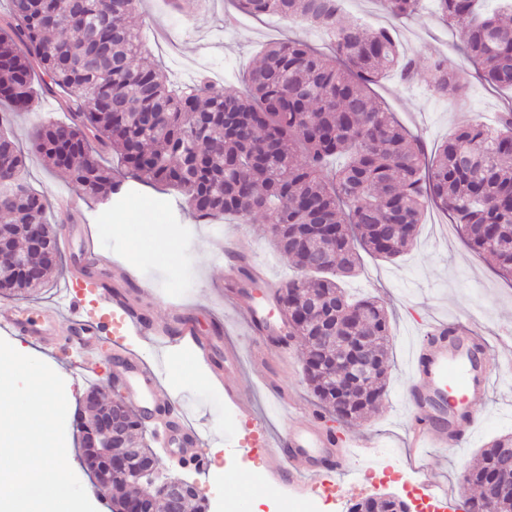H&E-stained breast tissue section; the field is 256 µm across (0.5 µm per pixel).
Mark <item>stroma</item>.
I'll return each mask as SVG.
<instances>
[{"mask_svg": "<svg viewBox=\"0 0 512 512\" xmlns=\"http://www.w3.org/2000/svg\"><path fill=\"white\" fill-rule=\"evenodd\" d=\"M344 12L371 27L393 26L398 43L420 59L442 57L449 71L467 84L470 107L485 122H492L504 103L512 102V91L498 90L477 78L461 50L462 28L444 26L433 11L395 22L379 0H349ZM133 22L146 45L144 61L160 67L176 90L191 85L202 72L216 88L241 86L260 49L270 42L300 39L320 49L328 42L323 31L288 19H256L243 14L233 0H203L190 18L171 0H142ZM375 93L431 151L463 119L450 101L427 91L420 74L409 83L388 74ZM1 115L9 117L11 132L23 144L32 126L63 118L57 100L43 97L36 99L30 112H14L1 103ZM23 177L33 188L48 192L51 207L47 216L70 233L71 252L63 256L62 269L55 271L48 282L16 301L24 313L53 323L56 342L38 344L14 334L7 340L13 347L35 353L63 378L68 401V462L89 491L97 512H112V498L93 491L95 479L81 447V409L85 396L93 389L104 401L112 400V367L116 359L128 357L142 358L158 370L164 390L181 402L186 423L200 432L198 450L211 458L212 466L202 480L191 470H183L182 475L198 482L208 512H234L254 500L261 512H310L314 493L281 485L266 470L263 447L264 440L276 439L287 431L290 415L303 417L320 407L304 378L303 341L292 337L287 352L272 355L267 363L258 364L252 359L247 349L251 330L235 302L228 300L224 284L221 251L226 225L197 223L184 196L177 191L134 179L128 180L110 204H101L95 197L76 193L65 173L34 154L26 160ZM61 196L72 197L75 204L74 210L65 215L57 205ZM92 224L98 227L104 254L132 268L130 277L112 279V286L121 289L136 310L156 321H168L178 310L189 315L209 344L208 362H200L191 347H167L123 330L107 337L93 379L85 378L74 351L63 341L70 326L59 310V288L67 280L81 282L77 266L82 233ZM155 224L165 226L167 238L152 234ZM246 228L254 240L247 260L260 265L269 281L246 284L245 290L248 297L263 303L269 285H281L295 271L291 260L274 249L263 220H249ZM170 248L175 258L167 257ZM346 288L357 298H378L388 313V378L378 412L348 422L326 413L322 422L340 437L363 432L381 440L384 447L371 467H389L394 477L365 482L358 466H350L342 478L325 483L328 502L332 512H349L351 505L366 497L391 492L413 504L417 495L405 477L410 468L409 451L401 446L408 427L403 394L411 354L426 326L435 320H471L488 343L497 344L506 333H512V282L498 275L489 260L466 247L447 215L431 210L407 252L392 261L362 255ZM228 345L242 350L241 372L232 375L231 380L250 397L256 419L240 416L233 404L225 401L223 390L210 383L214 370L224 362ZM277 393L284 395V403L274 401ZM473 410L480 425L467 446L426 451L427 464L441 483L454 484L464 471L476 466L483 448L499 436L512 433V380L496 381Z\"/></svg>", "mask_w": 512, "mask_h": 512, "instance_id": "stroma-1", "label": "stroma"}]
</instances>
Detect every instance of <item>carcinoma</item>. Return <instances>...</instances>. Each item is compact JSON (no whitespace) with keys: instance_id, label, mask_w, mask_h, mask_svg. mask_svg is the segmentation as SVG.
Returning a JSON list of instances; mask_svg holds the SVG:
<instances>
[{"instance_id":"1","label":"carcinoma","mask_w":512,"mask_h":512,"mask_svg":"<svg viewBox=\"0 0 512 512\" xmlns=\"http://www.w3.org/2000/svg\"><path fill=\"white\" fill-rule=\"evenodd\" d=\"M250 16L276 14L325 29L334 55L303 41L266 46L248 72L244 89L214 88L205 77L186 91L173 90L165 73L137 67L142 54L129 17L141 0H88L84 15L72 0H10L0 18V100L29 112L36 98L66 94L67 118L31 131L45 162L69 173L71 183L101 200L125 186V175L101 164L110 150L141 182L177 189L203 221L226 215L245 220L261 214L276 249L298 275L276 292L284 317L304 337L303 371L322 407L349 420L378 406L387 374L390 322L377 300L349 298L340 281L352 275L359 251L393 260L413 243L431 208L447 213L465 243L493 259L512 281V108L495 124L475 116L448 135L434 152L414 138L376 99L372 86L390 72L413 79L414 55L400 49L387 28L369 29L341 13V0H236ZM425 0H382L394 18L416 15ZM435 13L466 34L465 54L488 85L512 87V24L503 12L484 15L479 0H433ZM436 96L462 105L466 86L440 59L424 65ZM346 156L332 170L328 160ZM0 216L13 246L28 252L41 270L37 282H0V297L24 296L43 285L59 264L28 251L26 231L35 225L57 243L47 220V198L25 182V159L11 133L0 127ZM326 299L350 307L355 322L336 320L338 336H369L378 371L349 402L334 392L347 377L351 349L316 344L324 315H300L298 299ZM124 424L112 452L140 464L155 456L135 440L137 415L114 402ZM512 434L483 449L469 470L478 498L468 512H486L485 485L506 465L501 449ZM353 512H401L389 499H366Z\"/></svg>"}]
</instances>
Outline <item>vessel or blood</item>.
I'll return each mask as SVG.
<instances>
[{"label": "vessel or blood", "instance_id": "b4317fda", "mask_svg": "<svg viewBox=\"0 0 512 512\" xmlns=\"http://www.w3.org/2000/svg\"><path fill=\"white\" fill-rule=\"evenodd\" d=\"M88 302L75 287H67L64 315L71 327L69 342L87 367L99 360V346L85 338ZM0 329L21 332L42 340L51 336L49 324L33 316H22L9 304L0 305ZM144 335H160L176 344L194 340L198 350L206 344L198 337L192 321L176 317L173 324H141ZM444 322L432 324L421 346L413 355L412 370L404 403L410 416V426L402 440L403 447L457 448L467 442L478 428L476 415L470 412L471 401L486 395L495 381L512 370V355L488 343L477 340L472 327H464L457 342H449ZM114 381L124 387L130 400L149 405L153 411L176 410L178 400L163 393L158 385V372L142 362L122 361L113 369ZM171 440L187 449L186 464L197 472L209 471L207 458L192 454L197 436L181 427H173ZM358 449L363 458L375 457V443L363 437L347 435L339 438L323 430L316 418L296 422L288 433L266 452V467L275 473L283 485L307 483L317 485L335 478L341 468L338 447Z\"/></svg>", "mask_w": 512, "mask_h": 512}]
</instances>
